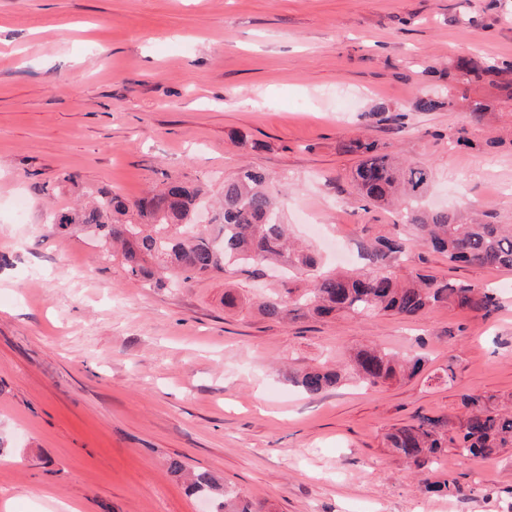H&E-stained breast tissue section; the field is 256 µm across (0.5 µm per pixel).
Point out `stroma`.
I'll use <instances>...</instances> for the list:
<instances>
[{
  "mask_svg": "<svg viewBox=\"0 0 512 512\" xmlns=\"http://www.w3.org/2000/svg\"><path fill=\"white\" fill-rule=\"evenodd\" d=\"M464 57L512 63V0H0V512H209L173 459L267 512H512V448L449 450L446 497L384 441L417 416L457 423L462 395L512 397V269L415 247L401 277L494 289L498 311L278 322L259 307L274 270L161 287L47 220L172 179L216 198L249 164L286 184L299 237L314 223L358 248L395 222L350 180L361 135L430 169V206L512 224V72L463 93ZM429 91L446 108L414 111ZM369 342L423 345L424 371L314 399L289 379Z\"/></svg>",
  "mask_w": 512,
  "mask_h": 512,
  "instance_id": "35a3bbf8",
  "label": "stroma"
}]
</instances>
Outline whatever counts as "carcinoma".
I'll return each instance as SVG.
<instances>
[{
    "label": "carcinoma",
    "mask_w": 512,
    "mask_h": 512,
    "mask_svg": "<svg viewBox=\"0 0 512 512\" xmlns=\"http://www.w3.org/2000/svg\"><path fill=\"white\" fill-rule=\"evenodd\" d=\"M506 70L498 62L482 67L462 59L448 79L468 84L476 78L497 77ZM445 107L438 95L419 97L413 108L435 112ZM344 151L360 156L352 181L369 203L392 205L402 213V225L409 227L417 244L426 245L448 258L450 263H467L512 269V226L469 224L445 209L427 210L416 201L427 190L428 168L390 157L377 143L350 139ZM281 189L267 175L244 166L224 182L218 219L224 233L209 236L195 224L200 195L178 180H170L158 191L133 201L109 193L80 213L61 212L53 216L54 227L68 231L74 224L95 229L107 242L121 247L126 272L143 280L164 284L173 275L184 282L224 271L234 264L238 271L255 274L259 266L278 262L284 268L281 288L269 295L260 308L273 320L284 321L306 314L328 316L342 313L352 318L392 313L406 319L439 305H454L489 316L498 310L495 294L465 281L440 280L419 272L402 282L396 275L395 259L404 252L407 239L380 236L367 249L366 263L350 271H319L320 260L311 248H299L290 240L286 225L278 219ZM134 212L135 221L120 222L114 215ZM426 362L419 350L395 356L374 347L358 350L350 364L336 368H298L292 382L311 397L322 395L345 381L356 379L377 386L401 378H412ZM466 409L454 433L448 419L419 416L392 428L385 436L387 446L405 463L420 472L435 466L448 449L465 458L488 459L504 448H512V407L500 397L465 395ZM424 486L451 495L459 491L454 480L444 478ZM190 493L209 499L213 512H265L263 506L224 486L211 472L198 470L189 475Z\"/></svg>",
    "instance_id": "1"
}]
</instances>
